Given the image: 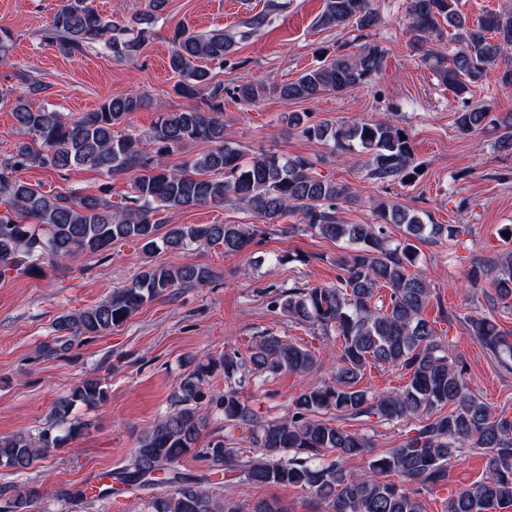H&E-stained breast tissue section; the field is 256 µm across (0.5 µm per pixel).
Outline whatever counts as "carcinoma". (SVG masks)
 I'll return each mask as SVG.
<instances>
[{
  "mask_svg": "<svg viewBox=\"0 0 512 512\" xmlns=\"http://www.w3.org/2000/svg\"><path fill=\"white\" fill-rule=\"evenodd\" d=\"M167 0H145L131 20L104 15L94 0H64L54 14L47 38L67 54L82 53L97 45L108 56L129 59L140 55L146 26L162 17ZM268 11L250 18L245 39L260 31ZM315 23L323 29L353 28L367 32L381 17L371 0H323ZM406 27L420 61L454 93L460 107L455 126L470 134L494 125L500 129L495 146L512 152V113L494 116L471 97L489 71L499 70L501 87L512 89V9L489 12L471 21L458 0H408ZM169 67L179 81L175 94L187 99L209 91L205 109L165 112L154 127L148 151L140 140L120 129L125 119L142 109L146 99L129 94L113 97L97 109L66 119L60 112L32 107L45 86L29 77L24 91L13 99L16 128L32 137L0 159V278L6 273H40L43 264L70 262L83 253L103 252L121 240H132L146 252L160 247L188 250L194 245L221 248L226 253L247 250L263 230L254 224H178L164 229L159 215L233 199L262 224L280 226L289 214L300 217L306 229L326 239L343 242L347 251L336 255V283L290 287L272 300L298 324H308L340 345L336 369L329 381L318 380L276 419L260 421L240 396L242 383L254 375L282 371L315 375L320 370L308 349L278 336H261L246 356L227 353L199 363L180 382L171 407L139 437L130 463L102 475L122 485L159 487L150 501L152 512H242L230 483L300 487L328 512H424L421 492L448 479V464L465 448H480L488 455L484 476L448 500L446 512H498L512 504V415L493 412L467 381L466 369L449 350L446 331L424 312L432 299L431 283L418 267L415 242L458 239L457 224L426 223L422 216L397 202L378 205L377 224H347L341 205L355 199L352 187L326 178L304 156L281 157L261 152L249 158L224 131V86L214 81L207 63L224 65L234 52L236 34L195 32L182 25L169 37ZM386 63V50L367 42L350 54H325L317 66L297 79L241 83L238 97L252 103L268 93L285 100H312L327 93L341 94L370 82ZM303 112L288 114V125L310 141H331L339 150L360 149L368 155L369 175L385 184L413 183L420 176L407 130L380 118L338 125L310 124ZM191 142L209 148L178 167L159 161ZM38 166L61 175L79 166L109 176L132 179L130 204L113 209L108 194L81 195L72 190L42 191L20 177ZM393 224L402 229L398 240L386 232ZM204 265L178 267L147 265L132 283L112 291L92 307L59 317L57 331L68 338L43 346L47 357L71 349L73 341L96 338L121 326L145 303L173 296L186 288H202L214 278ZM490 280L493 293H484L489 306L512 302V252L490 266L471 269L476 286ZM380 288L388 300H375ZM470 333L494 353L512 357V345L496 318L485 313L466 317ZM220 366L228 379L222 392L209 387L208 378ZM391 367L407 377L406 385L389 394L358 387L370 368ZM106 398L101 380L87 376L53 403L50 421L63 434L46 430L33 439L16 433L0 439V467L25 470L51 450L85 430L76 417L80 406L96 407ZM450 410H445V407ZM224 415V431L198 446L207 426L208 411ZM334 409L351 419L410 421L405 441L382 454H373L370 436L319 418ZM240 439L255 448L251 456L228 443ZM191 455L205 463L208 473L179 471ZM367 456V468L352 472L345 463ZM213 475L224 480L219 498L205 483ZM43 497L32 486L0 490V512H41Z\"/></svg>",
  "mask_w": 512,
  "mask_h": 512,
  "instance_id": "cac0c4a2",
  "label": "carcinoma"
}]
</instances>
